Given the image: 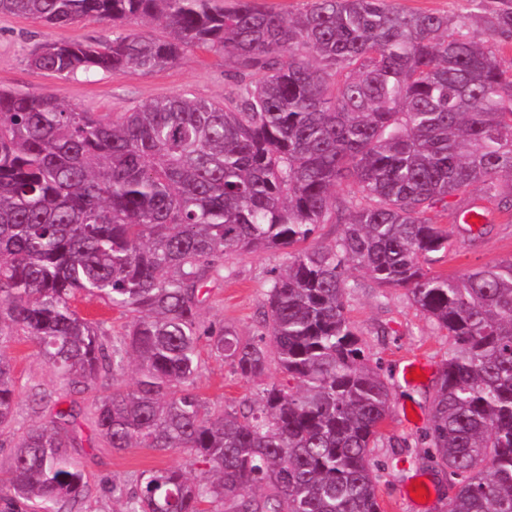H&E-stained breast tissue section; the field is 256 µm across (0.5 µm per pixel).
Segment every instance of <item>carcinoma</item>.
<instances>
[{
    "mask_svg": "<svg viewBox=\"0 0 512 512\" xmlns=\"http://www.w3.org/2000/svg\"><path fill=\"white\" fill-rule=\"evenodd\" d=\"M4 13L168 32L46 42L29 65L57 76L161 69L201 47L239 77L223 104L165 96L115 116L0 91V346L21 330L65 390L108 389L93 407L106 447L185 448L206 466L103 487L122 512H381L370 455L389 387L346 316L351 268L407 290L453 341L429 432L447 512H512V258L424 269L449 246L429 212L473 190L512 210V8L485 37L387 0H313L288 19L256 0H0ZM323 224L340 236L293 249ZM280 247L258 339L201 328L224 257ZM81 296L130 314L125 332L106 341ZM204 337L242 378L273 365L286 381L256 406L208 407L193 388ZM133 360L135 385L112 386ZM31 393L55 412L13 444L0 512H71L89 492L78 413ZM15 399L0 350V436Z\"/></svg>",
    "mask_w": 512,
    "mask_h": 512,
    "instance_id": "1",
    "label": "carcinoma"
}]
</instances>
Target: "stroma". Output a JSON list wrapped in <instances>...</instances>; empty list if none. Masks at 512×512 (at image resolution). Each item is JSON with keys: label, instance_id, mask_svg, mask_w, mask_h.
<instances>
[{"label": "stroma", "instance_id": "obj_1", "mask_svg": "<svg viewBox=\"0 0 512 512\" xmlns=\"http://www.w3.org/2000/svg\"><path fill=\"white\" fill-rule=\"evenodd\" d=\"M406 12L465 17L472 32L481 34L492 28L497 15L512 0H388ZM113 36L109 23L88 19L58 27L18 15L0 14V90L21 94H49L59 101L98 115L131 111L142 102L165 95H182L212 102H224L236 90L234 69L226 65L222 53L191 48L182 58L163 69L141 71L124 69L87 75L81 72L58 77L32 69L28 57L49 41H96ZM470 202L485 214L482 223L466 226L456 208L435 210L433 222L448 230L451 245L447 253L434 254L427 267L439 274H453L482 267L512 257V212L498 209L483 200L481 192H472ZM288 262L287 250L257 253H233L224 259L221 279L210 284L208 298L199 310L202 326H224L242 339L262 331V313L266 283L271 271ZM359 288L350 302L348 316L355 324L362 348L371 365L390 388L391 413L382 427L383 439L371 452L374 463L383 467L380 504L383 512H446L450 486L438 465L426 437L431 424V401L452 342L414 306L404 290L379 291L366 276H359ZM6 352L11 359L17 388L15 430L46 421L35 409L29 390L33 385L47 389L60 382L32 342L22 335L13 336ZM201 366L193 385L210 407L235 408L243 402L259 401L266 385L280 373L270 370L266 376L245 380L229 359L201 343ZM426 364L425 373L407 381L402 368L410 361ZM97 390L75 396L62 395L60 408L78 403L81 446L76 458L84 469L92 489L91 496L77 502L72 512H119L121 505L100 496L103 484L118 482L135 487L142 471L175 467L195 475L201 466L190 452L173 449L159 453L147 448L115 452L105 447L95 431L90 407ZM425 488L423 499L413 491Z\"/></svg>", "mask_w": 512, "mask_h": 512}]
</instances>
